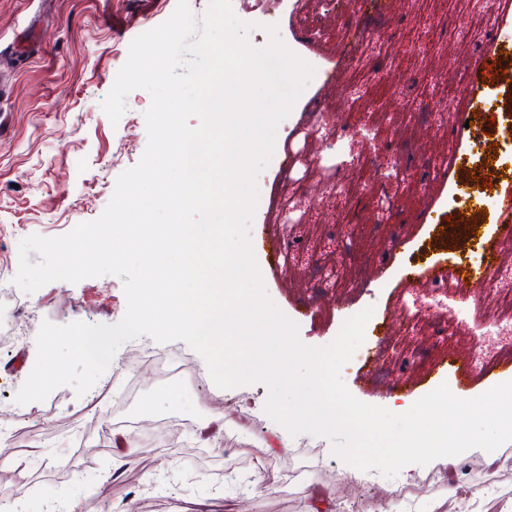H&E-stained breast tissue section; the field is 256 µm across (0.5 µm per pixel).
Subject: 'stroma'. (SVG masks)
<instances>
[{"instance_id":"stroma-1","label":"stroma","mask_w":512,"mask_h":512,"mask_svg":"<svg viewBox=\"0 0 512 512\" xmlns=\"http://www.w3.org/2000/svg\"><path fill=\"white\" fill-rule=\"evenodd\" d=\"M387 12L360 6L359 0H322L319 8H298L296 0H231L235 15L253 28L254 47L267 44L266 25L277 24L283 41L304 61L341 71L361 85V96L342 100L335 88L307 84L277 130L274 155L257 185L267 210L256 211L249 236L266 291L298 326L309 346L330 344L338 335L343 310L372 308V322L385 324V363L365 376L364 356L354 355L341 378L358 400L384 405L387 398L417 401L442 385L454 386L474 344L467 333L438 343L426 323L407 326L411 301L402 271L450 253L472 254L473 246L449 238V223L465 205L454 197V174L437 170L425 181L412 172L424 159L467 155V144H449L444 126L467 109L465 76L483 30L477 14L462 11L458 0H390ZM177 0H0V290L12 287L19 265V242L39 234L54 237L98 218L118 176L136 165L147 145L144 112L151 103L142 89L129 93L127 110L111 123L101 103L124 65L138 35L165 22ZM456 22L471 34L449 40L441 29ZM422 42L420 51H403V33ZM386 45L387 80L374 81L352 67L363 40ZM427 80L429 96L399 97L391 84L407 77ZM445 107V121L429 114ZM332 122H358L367 141L308 143L303 138L312 109ZM499 148L490 163L469 164L472 178L491 179L489 196L502 189L498 173L512 169V131L492 135ZM364 156L352 171L360 185L348 200L312 197L294 225L279 223L288 208L285 176L317 185L336 173L347 156ZM290 173H283V162ZM395 170L397 179L373 188L375 164ZM297 247L284 261L271 259L261 237ZM339 284L325 291V273ZM121 280L113 275L76 283L54 281L23 296L9 332L0 331V429L26 434L35 446L0 444V501L17 500L20 512H68L81 502L89 512H315L333 500L363 504L367 512H512V472H491L492 463L512 452V440L499 434V408L487 410L465 431L449 424L448 437L465 434L467 448L457 472L441 468L430 483L414 481L409 493L390 496L386 481L364 491L338 473L328 439L302 434L288 448L271 442L272 419L264 405L267 389L251 384L223 390L212 384L203 358L185 341L154 343L143 335L120 347L114 362L142 380L135 397L123 382L104 373L96 386L98 404L76 396L72 387L54 390L45 401L18 411L14 396L30 374L43 322L113 324L126 311ZM178 351L189 362L187 377L167 379L142 363L145 347ZM419 357L402 367L398 358ZM442 373H434L435 363ZM168 390L177 399L165 398ZM224 417L211 423L212 415ZM144 425L188 419L171 448L114 447L101 429L107 420ZM279 476L280 487H253L254 471ZM477 490L474 498L452 497L453 474Z\"/></svg>"}]
</instances>
